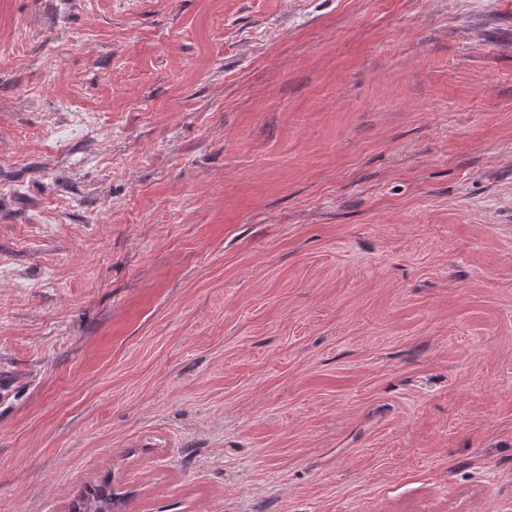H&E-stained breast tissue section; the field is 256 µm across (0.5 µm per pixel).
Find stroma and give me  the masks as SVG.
Returning <instances> with one entry per match:
<instances>
[{
    "label": "stroma",
    "instance_id": "35a3bbf8",
    "mask_svg": "<svg viewBox=\"0 0 512 512\" xmlns=\"http://www.w3.org/2000/svg\"><path fill=\"white\" fill-rule=\"evenodd\" d=\"M512 512V0H0V512ZM118 504L111 483H103L81 493L69 512H113Z\"/></svg>",
    "mask_w": 512,
    "mask_h": 512
}]
</instances>
